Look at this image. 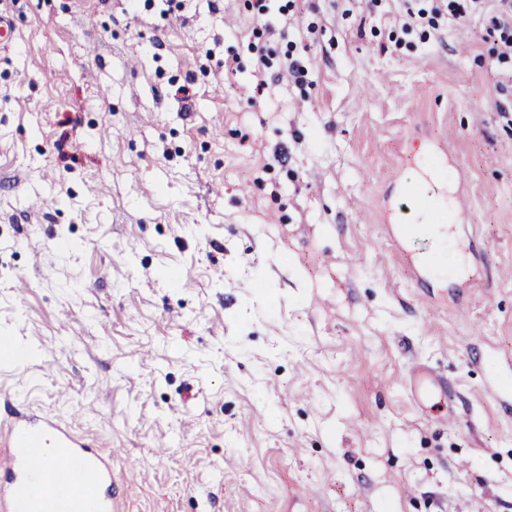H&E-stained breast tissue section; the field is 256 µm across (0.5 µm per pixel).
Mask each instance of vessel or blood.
Instances as JSON below:
<instances>
[{
    "label": "vessel or blood",
    "instance_id": "vessel-or-blood-1",
    "mask_svg": "<svg viewBox=\"0 0 512 512\" xmlns=\"http://www.w3.org/2000/svg\"><path fill=\"white\" fill-rule=\"evenodd\" d=\"M111 458L53 417L14 414L0 427V512H112Z\"/></svg>",
    "mask_w": 512,
    "mask_h": 512
}]
</instances>
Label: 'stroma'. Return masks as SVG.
Here are the masks:
<instances>
[{
    "mask_svg": "<svg viewBox=\"0 0 512 512\" xmlns=\"http://www.w3.org/2000/svg\"><path fill=\"white\" fill-rule=\"evenodd\" d=\"M255 2L0 0V425L72 422L115 512H512L500 0Z\"/></svg>",
    "mask_w": 512,
    "mask_h": 512,
    "instance_id": "1",
    "label": "stroma"
}]
</instances>
